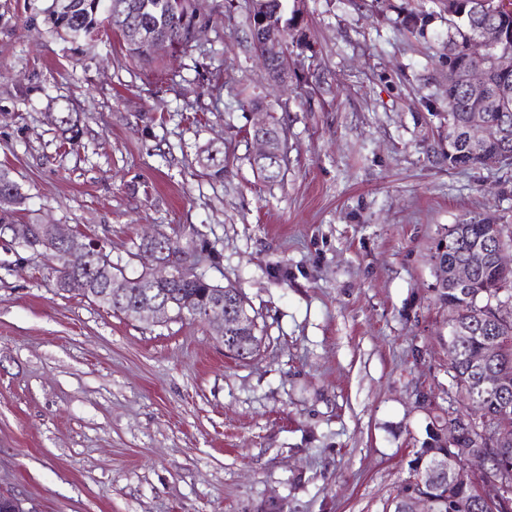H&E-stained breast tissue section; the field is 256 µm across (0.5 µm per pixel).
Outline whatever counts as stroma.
I'll use <instances>...</instances> for the list:
<instances>
[{"label": "stroma", "instance_id": "1", "mask_svg": "<svg viewBox=\"0 0 512 512\" xmlns=\"http://www.w3.org/2000/svg\"><path fill=\"white\" fill-rule=\"evenodd\" d=\"M423 0H286L313 51L287 88L252 48L247 0H205L197 37L142 66L109 27L71 42L52 0H0V166L22 221L67 224L129 274L149 227L201 230L214 282L257 315L239 360L208 326H160L61 292L0 237V493L36 512H385L448 393L435 249L512 225V168L452 170L442 40ZM284 118V177L251 166L256 104ZM80 113L76 142L55 114ZM220 141L223 181L195 157Z\"/></svg>", "mask_w": 512, "mask_h": 512}]
</instances>
